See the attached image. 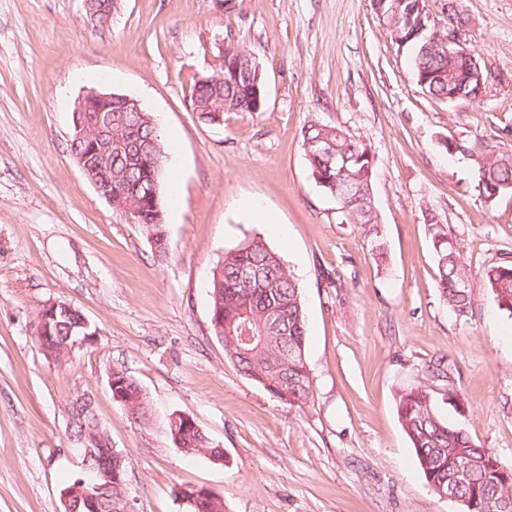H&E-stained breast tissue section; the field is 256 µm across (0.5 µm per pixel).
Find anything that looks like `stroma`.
<instances>
[{
	"label": "stroma",
	"instance_id": "stroma-1",
	"mask_svg": "<svg viewBox=\"0 0 512 512\" xmlns=\"http://www.w3.org/2000/svg\"><path fill=\"white\" fill-rule=\"evenodd\" d=\"M461 6L486 90L439 103L371 0H118L104 25L82 0H0V512H59L80 470L67 407L83 394L128 460L132 512H187L180 492L195 487L224 512H460L426 482L396 410L437 358L465 396L437 390L440 414L512 463V317L478 285L471 316L448 309L425 226L429 213L447 224L472 270L512 260V195L482 203L471 162L446 149L481 137L512 154V0ZM230 43L260 62L266 106L209 125L191 110L192 78ZM89 88L159 120L165 253L70 155ZM314 118L371 148L387 270L310 177L300 130ZM256 236L300 287L314 386L301 409L242 376L211 327L207 276ZM55 299L96 333L63 365L34 341ZM115 367L140 385L150 423L113 401ZM174 412L223 459L185 456L166 431Z\"/></svg>",
	"mask_w": 512,
	"mask_h": 512
}]
</instances>
